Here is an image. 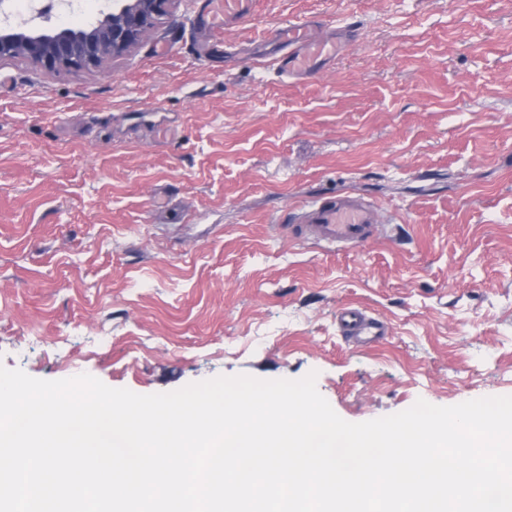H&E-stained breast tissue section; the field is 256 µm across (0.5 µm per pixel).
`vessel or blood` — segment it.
Instances as JSON below:
<instances>
[{"instance_id": "vessel-or-blood-1", "label": "vessel or blood", "mask_w": 512, "mask_h": 512, "mask_svg": "<svg viewBox=\"0 0 512 512\" xmlns=\"http://www.w3.org/2000/svg\"><path fill=\"white\" fill-rule=\"evenodd\" d=\"M253 0H204L202 8L214 28L248 16ZM311 21H297L274 29L271 36L283 47L277 60L281 75L291 79L311 76L314 60L343 49L354 34L352 25L336 28L331 35L314 31ZM297 224L291 225L289 234L299 242L318 246L355 247L387 235L388 227L381 219L380 207L357 196H336L329 202L303 200L294 206ZM337 322L343 335L359 343L376 341L386 335L385 324L357 306L343 307Z\"/></svg>"}]
</instances>
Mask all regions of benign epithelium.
<instances>
[{
  "instance_id": "obj_1",
  "label": "benign epithelium",
  "mask_w": 512,
  "mask_h": 512,
  "mask_svg": "<svg viewBox=\"0 0 512 512\" xmlns=\"http://www.w3.org/2000/svg\"><path fill=\"white\" fill-rule=\"evenodd\" d=\"M7 2L0 0V62L23 57L47 70H59L105 67L165 16L172 0H112V11L95 25L50 35H31L12 26Z\"/></svg>"
}]
</instances>
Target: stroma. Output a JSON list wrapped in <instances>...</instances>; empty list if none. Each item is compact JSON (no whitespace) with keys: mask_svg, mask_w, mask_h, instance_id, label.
Returning a JSON list of instances; mask_svg holds the SVG:
<instances>
[{"mask_svg":"<svg viewBox=\"0 0 512 512\" xmlns=\"http://www.w3.org/2000/svg\"><path fill=\"white\" fill-rule=\"evenodd\" d=\"M198 6L102 68L0 63V365L138 394L313 372L352 423L512 396V0H254L214 33ZM291 20L359 36L291 80ZM339 194L388 236L289 238L294 198ZM346 305L388 335L353 344Z\"/></svg>","mask_w":512,"mask_h":512,"instance_id":"1","label":"stroma"}]
</instances>
